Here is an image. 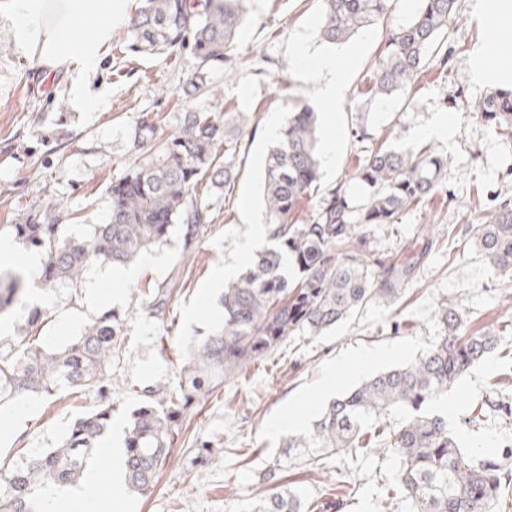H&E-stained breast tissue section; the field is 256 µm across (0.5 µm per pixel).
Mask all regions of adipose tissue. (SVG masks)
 <instances>
[{
	"mask_svg": "<svg viewBox=\"0 0 512 512\" xmlns=\"http://www.w3.org/2000/svg\"><path fill=\"white\" fill-rule=\"evenodd\" d=\"M127 0H0L14 26L21 48L28 50L41 68H96L112 34L113 25L127 23ZM94 30L93 38L76 36V29ZM296 68L305 82L327 101L342 98L347 70L335 55L313 54L305 46L295 51Z\"/></svg>",
	"mask_w": 512,
	"mask_h": 512,
	"instance_id": "ef3b65f1",
	"label": "adipose tissue"
}]
</instances>
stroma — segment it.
I'll use <instances>...</instances> for the list:
<instances>
[{
	"mask_svg": "<svg viewBox=\"0 0 512 512\" xmlns=\"http://www.w3.org/2000/svg\"><path fill=\"white\" fill-rule=\"evenodd\" d=\"M476 2L462 0L459 20L440 37L447 70L431 62L407 89V96L419 101L413 112L402 111L397 101L373 105L369 88L386 30L406 24L417 0H392L377 25L333 47L319 34L321 0H250L235 77L213 72L212 95L193 99L179 93L181 79L193 67L190 55L129 52L127 28L117 26L97 70L82 78L85 91L100 102L95 112L81 111L70 88L73 72L32 66L0 16V225L22 224L38 214L58 220L66 236L84 238L110 210L108 187L131 161L127 135L143 115L154 117L162 138L175 135L190 110L238 112L247 118L235 158L236 179L217 188L205 178L195 187L212 222L191 248H184L180 233H172L135 262L137 275L130 281L106 280L104 263L89 265L76 288L30 279L24 308L0 320V344H10L28 309L42 306L45 317L37 334L41 349L48 350L78 336L93 316L106 310L116 314L126 340L114 369L112 425L99 440L103 446L122 447L142 390L173 387L191 344L221 325L222 289L214 284L215 273L265 221L262 183L275 144L266 132L270 116L287 122L302 102L318 112L321 137L336 140V165L321 170L324 190L345 181L352 195H362L363 185L348 176L361 151L383 145L411 151L427 147L448 159L444 195L423 202L399 223L370 228L373 248L393 255L427 224L441 240L404 298L387 308L369 305L323 335L289 338L247 365L232 383L193 403L154 485L126 494L134 512H254L268 493L263 474L277 461L308 500H326L337 491L348 503L346 512H405L403 503L381 495V484L391 477V458L374 454L357 464L335 455L323 472L313 474L298 456L285 455L283 443L319 417L323 406L316 398L330 363L358 353L379 357L360 372L341 374L335 381L341 394L417 359L441 334L434 311L445 300L461 307L470 329L498 335L497 348L451 389L454 408L448 422L461 444L482 457L512 450V417L491 408L495 402L512 404V287L487 263L469 231L495 197L512 196V129L489 123L477 112L493 87L474 78L473 63L494 32L473 20ZM300 40L339 56L348 47L359 48V58L347 65L349 90L343 101H322L312 86L298 80L292 52ZM355 112L371 113L372 140L361 143L353 137ZM443 115L451 120L448 138L419 137V130ZM147 285L171 287L163 313L147 308L140 293ZM96 403L93 392L63 389L1 406L0 463L20 467L30 456L57 447ZM292 403L298 407V428L274 430Z\"/></svg>",
	"mask_w": 512,
	"mask_h": 512,
	"instance_id": "35a3bbf8",
	"label": "stroma"
}]
</instances>
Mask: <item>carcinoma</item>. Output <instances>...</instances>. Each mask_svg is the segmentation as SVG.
Returning <instances> with one entry per match:
<instances>
[{"label": "carcinoma", "instance_id": "carcinoma-1", "mask_svg": "<svg viewBox=\"0 0 512 512\" xmlns=\"http://www.w3.org/2000/svg\"><path fill=\"white\" fill-rule=\"evenodd\" d=\"M248 0H141L128 24L132 52L187 50L193 68L182 81L187 97L210 93L215 70L235 75V41L247 23ZM461 0H421L405 25L389 32L372 73L373 97L399 95L426 69L434 55L439 67L440 33L460 18ZM320 34L342 43L384 18L390 0H322ZM478 111L512 126V89L483 99ZM352 134L371 139L368 116L351 117ZM247 119L240 113H184L177 134L156 137L157 124L144 116L128 136L133 157L126 172L109 185L111 207L105 223L81 240L63 236L61 225L33 217L27 224L0 225L42 250V282L78 284L92 262L128 263L164 243L173 226L189 248L207 233V206L196 195L198 177L210 175L216 187L235 172L236 148ZM224 148V161L218 149ZM444 162L433 151L378 149L367 154L353 178L369 188L353 200L345 184L326 191L316 210L297 223L301 200L320 181L318 115L308 104L292 112L272 148L264 173L263 195L269 236L277 247L258 253L236 279L224 283L220 297L223 324L193 345L179 366L177 384L165 391L147 389L131 411L124 431L125 485L148 490L164 466L171 437L183 411L202 395L237 378L243 367L277 349L300 331L316 336L369 304L388 307L403 297L439 241L429 233L401 259L371 247L368 226L396 224L443 185ZM474 245L508 284L512 283V196L503 197L471 228ZM291 258L298 276L282 271ZM25 292L21 270L0 271V317ZM172 288L152 293L148 308L161 313ZM435 316L442 335L417 359L356 385L332 400L312 427L284 444L303 457L311 472L344 453L357 462L373 448L398 463L389 496L403 499L408 512H501L502 491L512 470L500 461L479 458L458 444L448 427V412L438 400L497 347L491 332L471 333L458 305L443 301ZM43 311H28L16 342L0 347V402L16 395L51 396L63 388L94 391L98 407L70 428L62 444L25 466L0 471V512H42L36 492L84 480L92 449L112 421L113 360L123 340L120 324L108 310L91 318L68 344L44 351L31 342ZM400 413L399 422H385ZM282 466L269 467L263 481L270 494L256 512H342L339 497L320 505L303 498L283 481Z\"/></svg>", "mask_w": 512, "mask_h": 512}]
</instances>
